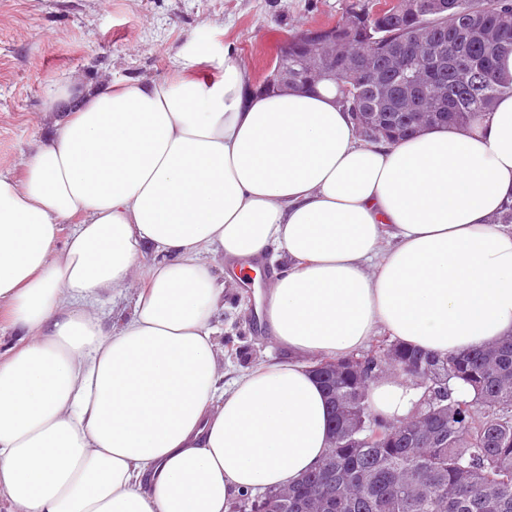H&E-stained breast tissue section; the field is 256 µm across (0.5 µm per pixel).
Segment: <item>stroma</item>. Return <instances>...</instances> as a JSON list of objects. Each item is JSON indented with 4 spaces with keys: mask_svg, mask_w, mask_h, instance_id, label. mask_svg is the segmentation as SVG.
Returning a JSON list of instances; mask_svg holds the SVG:
<instances>
[{
    "mask_svg": "<svg viewBox=\"0 0 512 512\" xmlns=\"http://www.w3.org/2000/svg\"><path fill=\"white\" fill-rule=\"evenodd\" d=\"M371 0H0V172L18 178L20 160L43 132L49 90L70 78L111 77L127 83L161 78L196 43L214 63L200 77L217 79L230 55L250 85L292 36L336 23ZM271 280L226 282L216 319L226 378L282 359L256 314Z\"/></svg>",
    "mask_w": 512,
    "mask_h": 512,
    "instance_id": "1",
    "label": "stroma"
}]
</instances>
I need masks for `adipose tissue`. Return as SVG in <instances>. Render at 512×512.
Instances as JSON below:
<instances>
[{"label":"adipose tissue","mask_w":512,"mask_h":512,"mask_svg":"<svg viewBox=\"0 0 512 512\" xmlns=\"http://www.w3.org/2000/svg\"><path fill=\"white\" fill-rule=\"evenodd\" d=\"M211 60L71 80L22 179L0 174V305L21 333L0 357L9 512H229L330 448L311 358L381 333L441 356L512 335L511 94L462 129L365 142L332 86L252 91L229 57L195 77ZM206 252L287 260L266 311L287 361L224 381ZM129 288L104 326L94 301ZM368 394L395 424L416 399L392 376Z\"/></svg>","instance_id":"adipose-tissue-1"}]
</instances>
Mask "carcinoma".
Here are the masks:
<instances>
[{
    "instance_id": "cac0c4a2",
    "label": "carcinoma",
    "mask_w": 512,
    "mask_h": 512,
    "mask_svg": "<svg viewBox=\"0 0 512 512\" xmlns=\"http://www.w3.org/2000/svg\"><path fill=\"white\" fill-rule=\"evenodd\" d=\"M420 0L416 11L375 16L369 8L352 25H336V77L351 85L342 106L385 123L389 139L416 132L413 111L432 113L431 126L462 127L512 94V78L497 59L512 52V0ZM426 20L423 45L409 65H428L412 86L390 68V55L410 47ZM314 63L300 43L288 49V73ZM386 375L420 367L409 385L414 406L431 426L405 429L376 414L358 359ZM317 377L329 403L333 441L327 455L288 492L243 496L234 512H310L325 490L320 512H512V338L439 356L384 338L342 359L320 358Z\"/></svg>"
}]
</instances>
